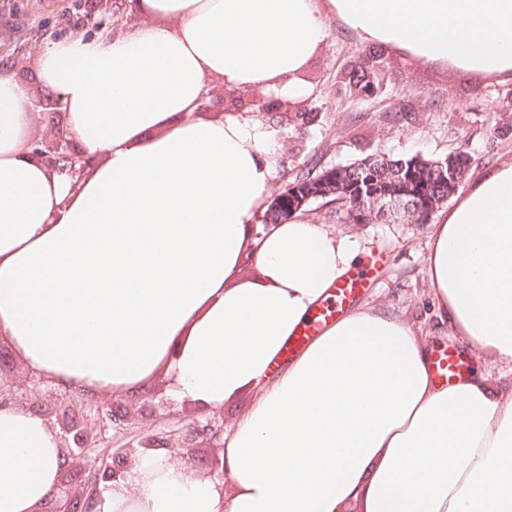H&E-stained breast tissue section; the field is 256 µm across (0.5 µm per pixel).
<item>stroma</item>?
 Here are the masks:
<instances>
[{"instance_id":"obj_1","label":"stroma","mask_w":512,"mask_h":512,"mask_svg":"<svg viewBox=\"0 0 512 512\" xmlns=\"http://www.w3.org/2000/svg\"><path fill=\"white\" fill-rule=\"evenodd\" d=\"M86 0H0V64L10 65L32 99L45 97L35 60L49 41L94 35L85 19ZM328 37L302 78L305 95L267 108V95L246 93L245 119L274 130L279 152L274 163L273 193L311 167L345 165L382 150L406 158L431 160L465 148L468 180H475L501 159L512 156V81H498L418 64L405 53L385 50L384 82L374 94L351 99L342 73L363 63L362 43L339 20L327 21ZM311 112L313 122L289 121L291 113ZM304 219L326 225L332 234L356 240L370 262V286L357 299L360 307L383 309L410 323L429 354L453 344L428 294L427 264L431 227L388 221L350 224L322 202L306 206ZM0 398L53 418L70 409L91 427L96 441L88 455L96 472L116 465L136 435L174 438L206 410L172 399L165 376L155 377L139 396L143 413L136 424L116 425L112 412L125 402L120 393L90 395L65 388L27 369L8 342L0 338Z\"/></svg>"}]
</instances>
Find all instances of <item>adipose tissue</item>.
Instances as JSON below:
<instances>
[{
  "instance_id": "obj_1",
  "label": "adipose tissue",
  "mask_w": 512,
  "mask_h": 512,
  "mask_svg": "<svg viewBox=\"0 0 512 512\" xmlns=\"http://www.w3.org/2000/svg\"><path fill=\"white\" fill-rule=\"evenodd\" d=\"M131 32L53 41L37 77L96 165L30 158L31 102L0 66V337L56 383L133 398L157 372L208 410L254 389L217 480L146 450L93 512H512V395L445 385L422 337L356 308L274 362L356 245L295 217L253 236L276 141L198 119L211 81L285 100L334 17L365 44L512 80V0H139ZM259 270L244 279L245 261ZM429 294L450 335L512 362V159L435 224ZM69 466L36 410L0 406V512H45Z\"/></svg>"
}]
</instances>
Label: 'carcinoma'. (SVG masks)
Returning a JSON list of instances; mask_svg holds the SVG:
<instances>
[{
    "label": "carcinoma",
    "mask_w": 512,
    "mask_h": 512,
    "mask_svg": "<svg viewBox=\"0 0 512 512\" xmlns=\"http://www.w3.org/2000/svg\"><path fill=\"white\" fill-rule=\"evenodd\" d=\"M342 83L349 96L357 98L379 86V72L369 66L353 69L343 76ZM330 175L343 185H351L358 181H367L373 189L379 191L392 190L411 185L415 207L409 213L407 223H426L423 215H415L417 209L424 208L428 199L442 198L448 195V180L455 177L463 181L465 171L452 175L448 170L433 166L431 160L417 158H401L383 152L365 155L359 161L344 166L323 168L319 171H307L299 176L302 186L312 190L316 182ZM325 204L336 206V211L345 214L352 224H378L384 221L383 215L358 206L352 194L338 193L325 199Z\"/></svg>",
    "instance_id": "1"
}]
</instances>
